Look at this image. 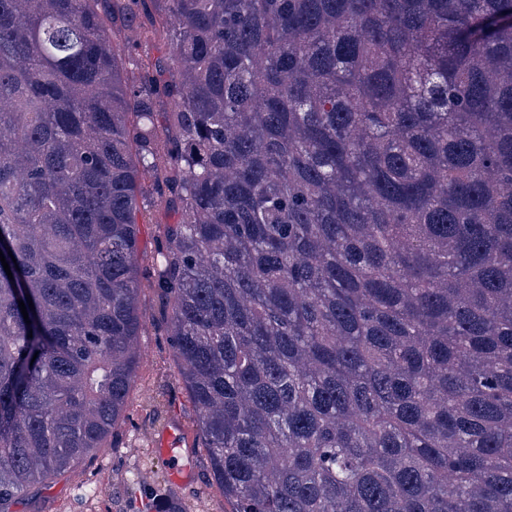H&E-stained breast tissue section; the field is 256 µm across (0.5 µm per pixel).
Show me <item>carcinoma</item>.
<instances>
[{"mask_svg": "<svg viewBox=\"0 0 512 512\" xmlns=\"http://www.w3.org/2000/svg\"><path fill=\"white\" fill-rule=\"evenodd\" d=\"M154 206L229 512H512V0H0V512L126 418Z\"/></svg>", "mask_w": 512, "mask_h": 512, "instance_id": "carcinoma-1", "label": "carcinoma"}]
</instances>
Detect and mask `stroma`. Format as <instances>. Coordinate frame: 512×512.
Returning a JSON list of instances; mask_svg holds the SVG:
<instances>
[{
    "label": "stroma",
    "instance_id": "stroma-1",
    "mask_svg": "<svg viewBox=\"0 0 512 512\" xmlns=\"http://www.w3.org/2000/svg\"><path fill=\"white\" fill-rule=\"evenodd\" d=\"M173 213L156 207L139 227L141 272L153 274L152 257ZM139 339L141 365L130 392L128 417L113 438L52 482L15 498L10 512H154L164 499L179 500L185 512H224L223 494L210 480V459L194 439L160 456L150 440L177 427H191L195 409L178 378L171 341L161 331L163 305L142 288ZM187 465L182 483L171 469Z\"/></svg>",
    "mask_w": 512,
    "mask_h": 512
}]
</instances>
